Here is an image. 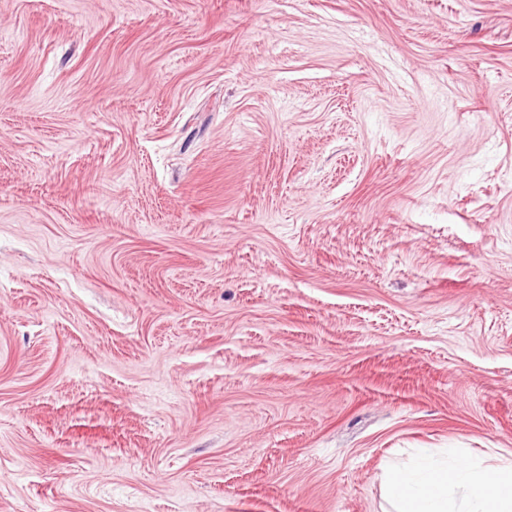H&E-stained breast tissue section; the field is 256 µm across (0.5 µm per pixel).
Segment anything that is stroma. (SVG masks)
Wrapping results in <instances>:
<instances>
[{
  "mask_svg": "<svg viewBox=\"0 0 512 512\" xmlns=\"http://www.w3.org/2000/svg\"><path fill=\"white\" fill-rule=\"evenodd\" d=\"M512 459V0H0V512H388Z\"/></svg>",
  "mask_w": 512,
  "mask_h": 512,
  "instance_id": "1",
  "label": "stroma"
}]
</instances>
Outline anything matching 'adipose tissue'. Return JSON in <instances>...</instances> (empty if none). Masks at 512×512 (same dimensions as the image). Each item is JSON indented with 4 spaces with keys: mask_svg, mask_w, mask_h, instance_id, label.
I'll use <instances>...</instances> for the list:
<instances>
[{
    "mask_svg": "<svg viewBox=\"0 0 512 512\" xmlns=\"http://www.w3.org/2000/svg\"><path fill=\"white\" fill-rule=\"evenodd\" d=\"M393 512H512V460L483 467L460 458L447 466L420 457L385 478Z\"/></svg>",
    "mask_w": 512,
    "mask_h": 512,
    "instance_id": "ef3b65f1",
    "label": "adipose tissue"
}]
</instances>
